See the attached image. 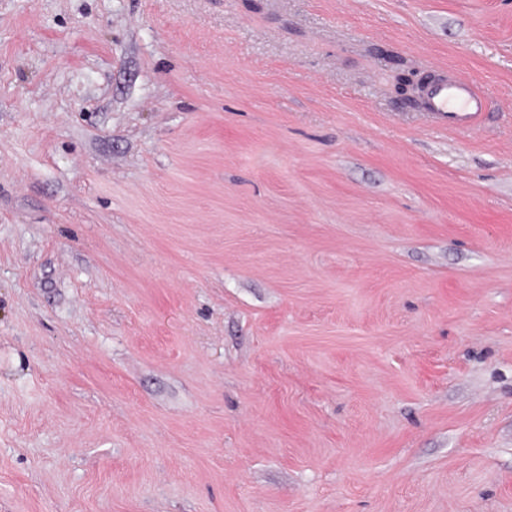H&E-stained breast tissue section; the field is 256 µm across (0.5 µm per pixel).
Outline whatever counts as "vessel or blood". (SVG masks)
Masks as SVG:
<instances>
[{"mask_svg": "<svg viewBox=\"0 0 512 512\" xmlns=\"http://www.w3.org/2000/svg\"><path fill=\"white\" fill-rule=\"evenodd\" d=\"M423 108L436 126L466 132L481 116L484 99L476 92L472 81L454 75L433 81L426 87Z\"/></svg>", "mask_w": 512, "mask_h": 512, "instance_id": "b4317fda", "label": "vessel or blood"}]
</instances>
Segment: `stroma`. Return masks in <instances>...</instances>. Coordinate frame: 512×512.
Here are the masks:
<instances>
[{
    "instance_id": "1",
    "label": "stroma",
    "mask_w": 512,
    "mask_h": 512,
    "mask_svg": "<svg viewBox=\"0 0 512 512\" xmlns=\"http://www.w3.org/2000/svg\"><path fill=\"white\" fill-rule=\"evenodd\" d=\"M0 512H512V0H0ZM423 108L441 128L467 132L483 114L484 99L469 79L453 75L430 83L423 94Z\"/></svg>"
}]
</instances>
